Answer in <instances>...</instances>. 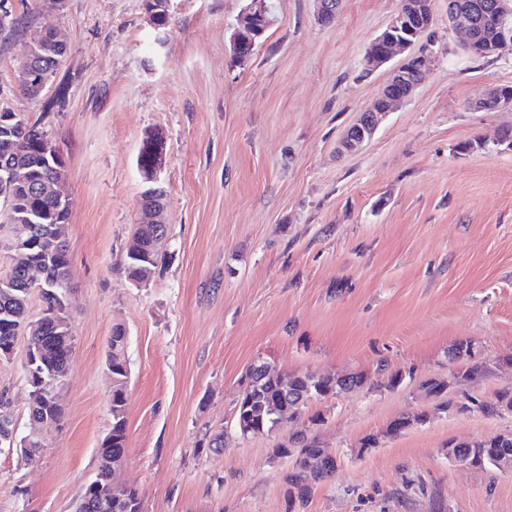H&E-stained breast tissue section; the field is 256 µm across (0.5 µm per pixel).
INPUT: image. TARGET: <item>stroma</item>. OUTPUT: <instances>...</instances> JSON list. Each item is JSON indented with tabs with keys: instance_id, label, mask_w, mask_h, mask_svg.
Segmentation results:
<instances>
[{
	"instance_id": "35a3bbf8",
	"label": "stroma",
	"mask_w": 512,
	"mask_h": 512,
	"mask_svg": "<svg viewBox=\"0 0 512 512\" xmlns=\"http://www.w3.org/2000/svg\"><path fill=\"white\" fill-rule=\"evenodd\" d=\"M275 21L251 57L231 36L249 0H170L165 39L143 0H9L30 28H57L67 54L56 93L23 96L26 34L0 32V105L41 125L66 159L72 207L75 352L60 424L33 462L0 453V512H73L111 427L105 358L128 332V438L120 481L143 512H287L289 460L271 450L293 432L240 438L233 407L247 366L361 374L356 389L309 402L310 427L338 459L299 512H512V473L449 462V440L512 433V412L440 411L420 388L463 369L449 348L471 340L489 370L464 383L485 399L512 390V107L478 112L486 90L512 86V45L464 51L448 0H432L435 62L412 97L352 153L340 139L372 107L390 71L365 72L370 42L399 0H269ZM166 135L160 181L169 238L159 276L135 285L123 263L145 189L136 158ZM26 337L0 361L18 435L28 432ZM403 375L383 384L379 364ZM386 371V372H387ZM426 424L390 436L404 414ZM224 433V452L199 448ZM375 448L361 451L367 436Z\"/></svg>"
}]
</instances>
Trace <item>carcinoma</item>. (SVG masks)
Returning a JSON list of instances; mask_svg holds the SVG:
<instances>
[{"label":"carcinoma","instance_id":"obj_1","mask_svg":"<svg viewBox=\"0 0 512 512\" xmlns=\"http://www.w3.org/2000/svg\"><path fill=\"white\" fill-rule=\"evenodd\" d=\"M481 3L480 11L472 18L476 41L487 47L496 39V30L489 16L497 0H460L463 7L473 2ZM420 11L419 23L410 30H399L395 35L410 41L421 40L431 27L433 17L430 0H413ZM65 53L51 43L34 48L29 64L35 70L56 73ZM45 132L39 121L24 119L21 123L0 125V182L14 185L13 195H0V213H6L7 221L14 219L28 227V238L17 243L11 251L7 272L0 276V361L8 360V347L22 333L28 345L38 354L40 363L23 366L29 387L28 420L30 428L49 417L60 421L61 406L51 402L48 395L68 379L70 363L75 350V339L69 328L59 329L47 320L36 325L38 318L31 315L32 296L40 297V312L60 303L69 290L72 263L68 244L56 234L59 215L70 216L71 200H60L46 195L42 186L57 178V171L44 161L40 144ZM156 146L148 138L142 140L137 154V167L142 176L149 173ZM168 237L166 224H137L132 234V246L136 252L126 251L124 269L126 277L134 284L153 280L162 268L161 245ZM42 267L48 284L38 287L28 275L32 266ZM128 333L125 327L112 328L108 344L106 368L112 381L109 399L111 428L100 448V462L95 478L83 489L76 503L75 512H142L138 490L132 485L112 486V505L101 507L95 485L103 483L111 469L120 467L127 448V403L130 383V366L125 357ZM452 360L467 361L464 372L451 375L446 380H431L422 384L428 394L449 392L452 385L472 379L486 370V365L476 360V351L469 341L456 343L449 351ZM360 375L316 376L308 373L281 374L273 367L252 363L240 380V391L233 409L234 430L246 439L258 434L276 431L275 425L295 423L303 415L308 402L359 387ZM454 408L459 412L477 408L488 416L512 411V392L504 391L493 398L479 400L466 393L456 401L448 400L442 411ZM428 415H403L394 420L389 434L426 423ZM198 446L219 454L224 450V432H206ZM446 455L449 460L469 461L473 467L494 468L504 471V464H512V434L500 435L489 440L448 441ZM274 459H291L288 483V512L311 499L317 486L335 475L337 459L306 431L292 434L288 443L279 444L272 450Z\"/></svg>","mask_w":512,"mask_h":512}]
</instances>
